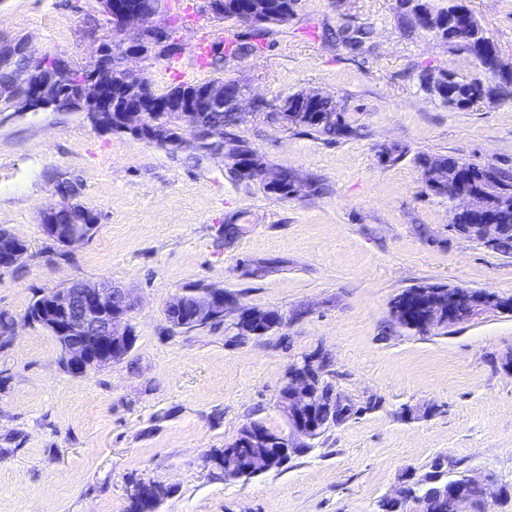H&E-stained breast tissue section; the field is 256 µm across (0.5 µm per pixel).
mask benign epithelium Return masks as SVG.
Masks as SVG:
<instances>
[{
  "label": "benign epithelium",
  "mask_w": 512,
  "mask_h": 512,
  "mask_svg": "<svg viewBox=\"0 0 512 512\" xmlns=\"http://www.w3.org/2000/svg\"><path fill=\"white\" fill-rule=\"evenodd\" d=\"M101 3L113 33L123 36L120 40L118 65L109 62L105 57L106 48L103 47L99 50L91 70L81 79L76 78L74 70L68 65L51 71V79L57 86H74L79 89L83 101L92 106L89 117L99 123L112 116L110 91L117 73H122L128 81L139 78V75L124 67L123 62L145 55V41L155 38L159 33L155 19L160 12V0H101ZM28 53L29 45L24 40L1 41L0 71L15 56ZM42 93L41 84L14 81L8 90L0 93V98L15 100L21 109L29 110ZM315 97V93L302 92L300 99L292 104L286 99L276 104L255 99L252 107L247 108L239 84L220 78L206 83L200 93L187 95L174 108L168 101L161 103L145 96L142 88L136 85L133 96L128 99L123 109V120L129 127L139 129L144 124L145 113L165 110L174 114L176 123L187 124L194 141L199 144L215 138L208 123L209 112H217L230 106L236 112V121L239 122L248 114L258 117L270 109L272 116L282 126L292 128L301 120L303 113L311 111L307 107V99ZM235 149V143L226 136L214 143L211 151L223 154L230 162L231 170L241 172L247 181L259 182L265 189H278L289 183L293 196L297 197L310 186L308 179L295 173L265 165L260 168L252 164L246 167L237 166ZM68 185L66 176L57 178L55 191L60 202L54 207L41 210V227L44 235L55 245L72 248L89 240L94 235L95 226L85 223L83 217L70 207ZM491 192L492 189L487 186L482 187L479 192L472 191L464 187L459 179L448 186L451 225H456V219L460 216L470 219L475 214L483 215V223L474 224L472 228L488 247L497 243L502 230V225L493 223L492 209L486 203ZM27 256L26 244L14 241L7 231L0 229V270L7 271L21 266ZM40 299L39 316L42 326L59 334L60 362L70 374L83 376L92 370L107 367L125 357L132 349L135 336L126 323L132 302L125 289L115 288L108 281L73 279L62 289L42 293ZM446 301L450 325L490 312L502 311L486 291L450 292ZM427 307L428 302L412 292L403 296L398 306L391 308V315L410 324L423 321V330L429 333L443 327V323L439 321L438 310L425 314ZM269 317L274 320L275 326L283 324V316L279 313L269 315L249 310L235 303L222 291L205 290L195 296L192 324L193 328L200 329L220 319L229 329L238 333L246 325ZM326 372L327 369L318 366L312 355L303 354L293 359L283 386L287 391L283 408L288 418V432L282 437H274L252 431L244 435L243 445L275 448L285 462L297 449L310 447L318 432L338 425L336 406H349L353 401L341 393L337 394L335 401H316V380L322 379ZM465 480L476 489V495L468 500L457 498L458 483L449 478L446 480V491L439 508H451L455 512H488V507L497 498L499 489L494 475L484 473L477 477L467 476Z\"/></svg>",
  "instance_id": "7a95c632"
}]
</instances>
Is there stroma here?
Here are the masks:
<instances>
[{
	"label": "stroma",
	"instance_id": "35a3bbf8",
	"mask_svg": "<svg viewBox=\"0 0 512 512\" xmlns=\"http://www.w3.org/2000/svg\"><path fill=\"white\" fill-rule=\"evenodd\" d=\"M466 3L512 68V0ZM156 23L176 57L157 46L129 67L159 92L215 79L196 63L199 35L223 51L250 34L215 17L208 0H162ZM1 39L81 71L114 36L100 0H0ZM439 70L501 81L459 44L405 25L397 0H296L260 53L223 73L249 97L319 91L344 106L355 130L346 137L266 117L235 127L271 168L317 181L287 201L194 143L172 153L101 132L83 112L0 99V227L29 250L23 267L0 273V312L18 322L0 349V512H128L138 480L168 489L157 512H377L405 476L424 480L437 460L448 476L493 473L509 494L489 512H512V313L438 335L390 314L393 298L423 284L512 296V255L455 237L447 196L424 187L416 163L448 154L512 171V97L448 109L420 86ZM393 144L405 156L380 161ZM61 173L81 180L79 201L99 216L94 236L63 257L40 226L41 209L59 201ZM235 216L245 230L228 244L224 224ZM75 277L110 281L135 301L132 350L81 377L64 370L48 332L23 321L37 295ZM190 288L222 289L285 322L240 341L221 323L170 328L165 309ZM317 350L337 390L375 409L285 467L225 479L210 454L252 419L284 431L276 400L288 366ZM426 404L431 415L403 417V407Z\"/></svg>",
	"mask_w": 512,
	"mask_h": 512
}]
</instances>
